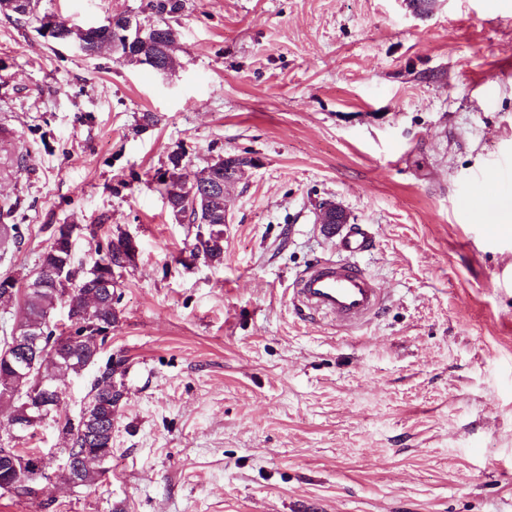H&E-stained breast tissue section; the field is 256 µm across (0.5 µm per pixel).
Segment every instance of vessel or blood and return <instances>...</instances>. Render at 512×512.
Segmentation results:
<instances>
[{
	"mask_svg": "<svg viewBox=\"0 0 512 512\" xmlns=\"http://www.w3.org/2000/svg\"><path fill=\"white\" fill-rule=\"evenodd\" d=\"M367 247L364 234L344 235L338 259L316 263L301 275L293 291L295 307L344 327L360 325L375 315L384 302L383 292L355 260Z\"/></svg>",
	"mask_w": 512,
	"mask_h": 512,
	"instance_id": "obj_1",
	"label": "vessel or blood"
}]
</instances>
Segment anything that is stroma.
Wrapping results in <instances>:
<instances>
[{"label":"stroma","mask_w":512,"mask_h":512,"mask_svg":"<svg viewBox=\"0 0 512 512\" xmlns=\"http://www.w3.org/2000/svg\"><path fill=\"white\" fill-rule=\"evenodd\" d=\"M147 0H40L80 26ZM160 74L0 13V278L35 272L58 227L90 270L112 232L135 264L107 360L125 397L91 486L50 478L0 512H512V0H186ZM153 123H145L144 114ZM253 157L224 262L186 265L196 228L157 183ZM335 202L372 238L386 296L362 326L296 311L338 256Z\"/></svg>","instance_id":"stroma-1"}]
</instances>
